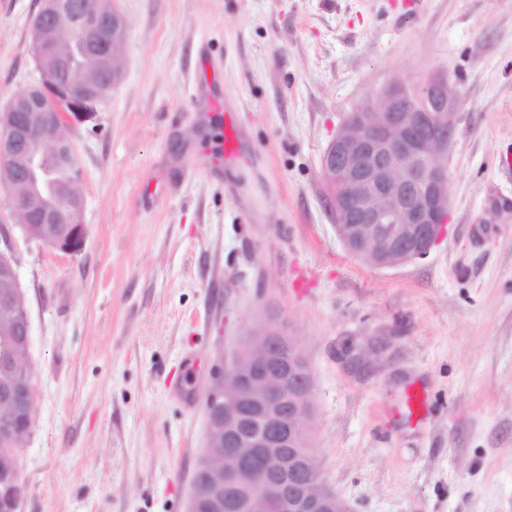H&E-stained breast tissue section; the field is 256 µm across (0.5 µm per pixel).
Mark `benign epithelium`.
<instances>
[{"label":"benign epithelium","instance_id":"obj_1","mask_svg":"<svg viewBox=\"0 0 512 512\" xmlns=\"http://www.w3.org/2000/svg\"><path fill=\"white\" fill-rule=\"evenodd\" d=\"M81 9L76 0H42L31 25L42 85L36 94L15 95L0 113V181L8 207L21 217L28 237L70 255L85 243L84 202L64 186L56 189L63 205L47 203L41 157L50 152L82 175L73 143L54 132L70 129L72 116L96 112L117 81L115 62L125 39L123 17L112 0H93L97 39L81 45L91 58V77L82 72L62 77L83 24ZM457 107L448 78L441 76L422 84L397 81L382 90L378 103L367 102L350 114L322 158L336 229L348 251L369 254L374 266L389 268L426 257L445 235V152L456 134ZM12 261L0 251V268L10 281L0 296V312L13 341V358L0 383V512H22L26 488L12 445L31 429L35 392L29 313ZM219 376L220 385L208 395L206 444L186 512H234L243 504L263 512L273 502L288 512H346L315 456L304 449L314 383L294 338L268 317ZM226 388L232 393H224ZM245 440L266 467L255 466L256 456L236 454ZM227 453L235 455V464L220 478L211 461Z\"/></svg>","mask_w":512,"mask_h":512}]
</instances>
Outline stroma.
<instances>
[{"label": "stroma", "instance_id": "1", "mask_svg": "<svg viewBox=\"0 0 512 512\" xmlns=\"http://www.w3.org/2000/svg\"><path fill=\"white\" fill-rule=\"evenodd\" d=\"M112 3L121 77L71 121L82 251L29 239L0 189L36 384L23 512H185L215 377L271 314L308 359L309 446L347 512H512V0ZM41 4L0 0V110L41 82ZM441 74L447 233L371 266L338 236L323 153L392 81Z\"/></svg>", "mask_w": 512, "mask_h": 512}]
</instances>
